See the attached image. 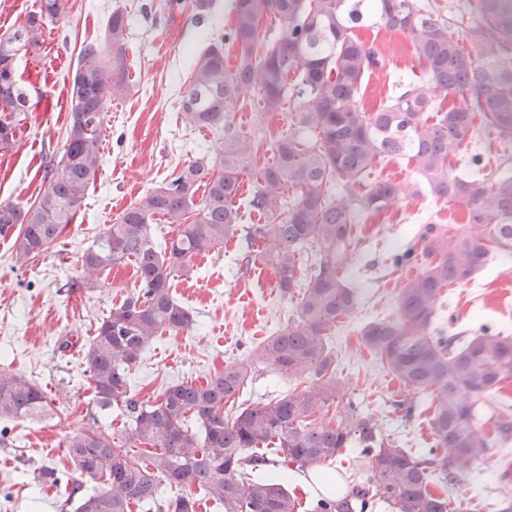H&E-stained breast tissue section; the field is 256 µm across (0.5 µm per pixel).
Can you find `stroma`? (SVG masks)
Segmentation results:
<instances>
[{
  "mask_svg": "<svg viewBox=\"0 0 512 512\" xmlns=\"http://www.w3.org/2000/svg\"><path fill=\"white\" fill-rule=\"evenodd\" d=\"M193 0H69L65 13L45 22L39 46L19 53L17 77L31 108L15 144L0 150V203L31 206L44 176L59 161L68 127L69 80L79 52L103 44L114 9L130 20V91L108 102L101 166L93 176L73 223L48 253L21 267L12 259L13 240L0 237V371L24 375L47 395L52 414L43 421L17 419L0 440V512H74L66 490L80 478L63 442L88 420L93 392L85 372L84 348L97 322L137 289L132 265L103 271L96 283L83 284L79 259L104 225L174 168L212 155L217 134L189 129L180 104L191 80L192 63L209 40L231 24L230 0H212L199 12ZM362 41L381 59L366 77L361 96L367 108L383 104L397 81L410 74L415 50L407 35L385 29L362 30ZM293 107L260 115L245 103L232 115L234 126L250 131L262 125L268 141L287 134ZM462 205L427 196L399 199L382 213L355 225L358 248L347 272L358 291L354 313L331 335L338 370L350 395L375 411L384 434L415 455L424 454L430 433V399L414 398L410 418L394 413L393 400L405 392L360 343L367 324L394 319L403 283L418 267H392L389 256L417 241L429 224L458 223ZM241 241L194 260L192 276H175L171 291L194 318L190 330L157 337L129 380L142 400H156L175 382H204L229 363H246L254 348L287 322L296 304L283 297L265 266L238 269ZM512 337V256L490 260L473 279L446 289L438 315L444 336L463 345L482 326ZM512 458V443L493 445L472 474L462 476L448 494L449 512H495L500 495H512V479L501 480L502 463ZM55 469L60 482L40 484L36 470Z\"/></svg>",
  "mask_w": 512,
  "mask_h": 512,
  "instance_id": "35a3bbf8",
  "label": "stroma"
}]
</instances>
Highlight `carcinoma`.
<instances>
[{"label": "carcinoma", "mask_w": 512, "mask_h": 512, "mask_svg": "<svg viewBox=\"0 0 512 512\" xmlns=\"http://www.w3.org/2000/svg\"><path fill=\"white\" fill-rule=\"evenodd\" d=\"M478 0L475 16L459 34L448 19L433 16L418 0H231L232 24L197 57L182 99L183 121L219 133L218 152L175 169L166 182L126 208L80 257L84 278L132 264L139 288L98 322L84 350L93 392L90 422L67 437V455L80 475L103 481L79 495L77 512H195L186 494L159 501L162 483L198 487L224 512H295L286 471L315 469L352 454L356 476L349 495L321 499L313 512H374L384 502L395 512H448V498L431 484H454L484 458L491 439H512V419L481 423L480 400L512 375V338L484 328L460 347L437 335L435 320L445 289L464 285L488 257L512 254V13L503 2ZM8 36L0 37V149L14 138L26 94L14 73L16 55L39 44L44 18H56L67 0H40ZM273 44L258 52L264 21ZM384 27L402 32L415 49L420 74L398 81L385 104L367 111L359 90L380 66L373 48L354 30ZM468 40L472 49L460 45ZM237 49L231 68L224 46ZM129 23L115 11L104 48L89 44L79 55L69 85V123L60 161L45 176L42 192L27 208L0 205V236L14 234L15 263L25 266L47 253L73 223L102 161L105 107L125 96L129 83ZM298 74L294 85L288 73ZM441 96L460 104L442 111ZM256 97L260 111L280 110L290 100L294 128L260 164V132L243 133L230 122L239 101ZM495 135L498 172L486 173L483 152L466 146ZM405 157L423 190L388 180L355 191L385 158ZM255 183L247 198L259 221L243 228L240 267L270 268L283 295L299 293L297 320L268 337L255 361L274 367L293 386L257 404H238L253 380L248 364H228L203 384L167 386L155 402L131 392L128 379L157 336L177 335L194 324L171 292L175 274L235 235L242 216L235 200L241 179ZM201 197H196L197 191ZM425 194L459 203L466 223L425 226L421 245L395 254L393 265L424 264L398 292L395 319L361 331V343L407 391L431 398L434 446L420 458L385 438L371 413H356L337 371L330 333L351 315L357 295L346 272L355 257L353 227L381 213L402 195ZM163 219L171 237L160 247L154 224ZM311 386L297 384L301 378ZM335 407L334 416L325 415ZM118 409L125 444L97 429V414ZM51 411L45 393L21 375L0 374V419L38 420ZM193 418L195 425L188 424Z\"/></svg>", "instance_id": "cac0c4a2"}]
</instances>
